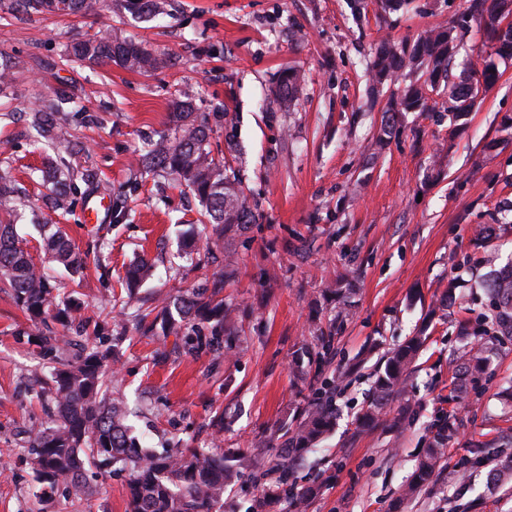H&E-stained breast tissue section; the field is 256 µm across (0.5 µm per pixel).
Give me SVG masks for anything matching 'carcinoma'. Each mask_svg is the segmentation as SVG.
Segmentation results:
<instances>
[{
	"instance_id": "carcinoma-1",
	"label": "carcinoma",
	"mask_w": 512,
	"mask_h": 512,
	"mask_svg": "<svg viewBox=\"0 0 512 512\" xmlns=\"http://www.w3.org/2000/svg\"><path fill=\"white\" fill-rule=\"evenodd\" d=\"M462 19L447 28L425 31L409 49L391 42L382 43L370 60L367 71L370 92L392 79L399 72H419L423 82H412L392 94L388 111L393 114L426 112L432 95L443 99L449 118L464 123L473 112L477 99L493 86L499 77V64L512 61V0H467ZM15 13L49 11L61 15H89L96 11L97 0H11ZM475 21L487 35L491 52L481 64H464L458 80L448 82V67L459 55L457 29L465 28L467 20ZM66 56L91 64L117 63L139 71H155L169 66V58L154 55L145 47L126 40L121 34L77 36L66 46ZM15 63L0 53V96L6 94L14 78ZM276 93L286 103L298 93L297 74L288 69L281 72ZM75 108L73 97L60 90L41 99L31 113L32 143L55 154L71 155L81 150L80 142L65 137L61 115ZM171 132L146 144L142 160L155 174L172 177L179 187L197 197L202 206L199 222L211 227L215 236L212 245L220 246L224 235L233 228L256 222L247 189L240 171L214 150L209 140L210 113L198 112L188 95L172 100ZM42 176L64 186L58 191V207L68 209L67 195L71 182L80 179L87 188L100 190L97 173L89 168L80 172L48 159ZM20 199L11 184L0 181V290L9 294L30 321L47 325L52 318L62 329L70 324L71 313L80 309L77 292L59 297L47 279L44 268L22 246L13 232L12 217ZM40 249L53 262L62 265L71 275H78L90 263L88 252L75 249L62 226L49 220L39 225ZM151 260L146 257L127 270L121 288L129 290L150 276ZM482 288L489 299L484 326L470 331L461 324L462 337L467 340L465 360L457 368V381L451 393L457 398L468 396L475 382L485 373L490 344L498 335L512 338V270L486 279ZM224 273H216L205 287L193 288L169 302L150 323L149 329H160L161 335L172 336L175 343L196 349L188 325L210 328L206 345H224L232 349L237 336L234 310L224 305ZM328 292L343 305L341 313L354 293L349 280L338 281ZM488 340H470L471 336ZM28 340L51 357L55 366L39 395L54 405L51 425L33 427L28 431L30 467L42 484L43 496L50 497L59 486L75 494L87 492L85 472L126 471L129 512H217L224 506V491L238 477L237 466L228 464L235 453L208 452L198 448H175L162 453L140 445L131 434L128 411L121 400L107 398V389L115 372L112 350L94 345L84 354L68 357L58 346L60 337L50 332H35ZM426 337L412 336L387 354L371 374L372 399L358 416L362 426L386 422L388 406L397 398L406 400V412H416L406 399L407 382ZM343 385L341 376H317L316 392L309 407L295 417L289 429L288 445L295 451L316 447L335 425L336 396ZM434 434L424 449L410 479L400 488L402 499L413 496L427 484L441 467L448 447V438L455 432V419L440 415L432 424ZM496 463L488 473L494 484L512 478V454L498 451ZM267 473L275 475L270 492L256 502L252 512L281 499L300 512L306 501L316 493L313 485H301L294 477L290 458L282 457L270 465Z\"/></svg>"
}]
</instances>
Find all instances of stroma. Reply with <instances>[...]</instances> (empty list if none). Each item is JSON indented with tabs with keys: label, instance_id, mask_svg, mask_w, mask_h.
I'll list each match as a JSON object with an SVG mask.
<instances>
[{
	"label": "stroma",
	"instance_id": "stroma-1",
	"mask_svg": "<svg viewBox=\"0 0 512 512\" xmlns=\"http://www.w3.org/2000/svg\"><path fill=\"white\" fill-rule=\"evenodd\" d=\"M146 17L124 0H102L99 14H32L0 20V52L16 64L10 110L0 111V162L30 208L16 231L35 249L37 224L53 219V187L42 179L45 156L34 151L27 116L41 97L65 87L82 105L69 130L87 147L72 157L97 171L112 196H128L119 221H87L86 187L61 222L76 248L98 256L78 286L86 315L108 321L107 298L136 256L155 263L133 306H163L206 274L179 254L180 234L195 223L196 202L175 186H157L141 165L145 140L167 132L169 104L179 91L210 113L211 141L234 147L237 167L259 216L226 237L236 250L224 301L242 330L229 353L173 351L171 341L111 326L108 346L119 366L111 385L132 410L142 445L161 451L181 444L235 451L241 476L224 496V512H249L257 494V462L275 458L276 443L312 394L294 379L296 357L316 347L319 330L335 327L330 370L359 360L362 375L337 401L335 432L302 453L296 472L318 492L303 512H512V483L486 481L491 461L470 463L472 439L512 428V339L493 345L488 375L468 399L450 384L462 353L460 321L479 327L487 298L479 281L512 259V229L478 239V225L512 205V64L479 99L467 126L454 130L433 98L429 112L402 115L383 132L387 101L409 75H398L367 100L365 62L382 42L413 44L425 30L445 27L464 0H411L387 14L378 0H162ZM116 30L172 67L142 73L117 64L68 62L78 34ZM297 71L290 104L275 96L284 69ZM236 117L224 127V112ZM98 123H91V116ZM456 254L459 269L448 263ZM357 288L346 317L324 290L345 271ZM32 322L0 293V512H127V473L91 478V493L73 503L40 496L28 464L25 431L44 421L38 380L50 376L37 346L21 339ZM427 337L408 391L419 408L401 419L358 430L370 399V373L380 356L413 333ZM224 414V430L210 423ZM452 412L456 433L442 470L411 500L397 503L438 415Z\"/></svg>",
	"mask_w": 512,
	"mask_h": 512
}]
</instances>
